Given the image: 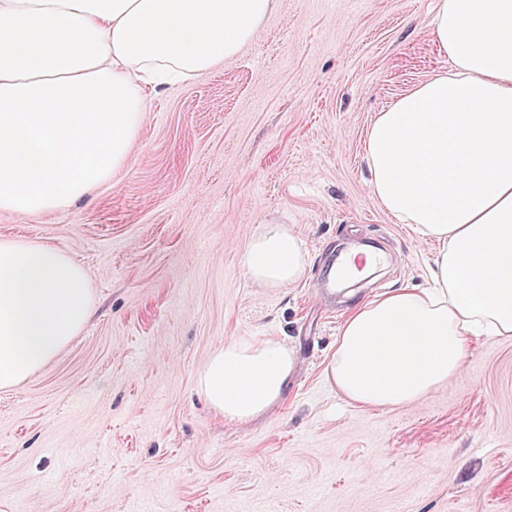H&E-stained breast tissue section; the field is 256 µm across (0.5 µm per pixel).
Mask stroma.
Here are the masks:
<instances>
[{
  "label": "stroma",
  "mask_w": 512,
  "mask_h": 512,
  "mask_svg": "<svg viewBox=\"0 0 512 512\" xmlns=\"http://www.w3.org/2000/svg\"><path fill=\"white\" fill-rule=\"evenodd\" d=\"M433 0H279L234 57L147 100L129 166L51 216L0 212L49 243L96 311L23 385L0 390V512H512V338L481 336L424 399L360 409L326 378L354 301L426 288L439 245L373 197L378 112L448 67ZM285 224L301 280L264 288L250 241ZM381 243L353 299L334 260ZM295 351L283 397L242 423L196 380L234 339Z\"/></svg>",
  "instance_id": "obj_1"
}]
</instances>
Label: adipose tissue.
Instances as JSON below:
<instances>
[{
  "label": "adipose tissue",
  "mask_w": 512,
  "mask_h": 512,
  "mask_svg": "<svg viewBox=\"0 0 512 512\" xmlns=\"http://www.w3.org/2000/svg\"><path fill=\"white\" fill-rule=\"evenodd\" d=\"M278 0H0V212L51 215L126 168L147 98L253 40ZM450 62L367 130L371 192L439 242L429 289L354 305L327 365L363 409L417 402L464 366L473 337L512 336V0H438ZM305 250L284 224L254 237L243 271L279 288ZM294 368L283 342L235 340L197 386L228 422L265 413Z\"/></svg>",
  "instance_id": "adipose-tissue-1"
}]
</instances>
